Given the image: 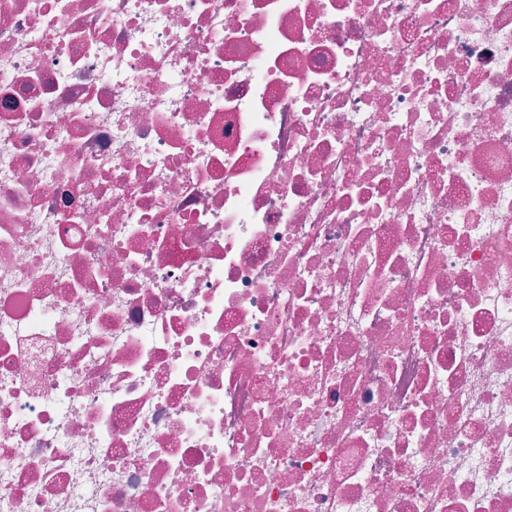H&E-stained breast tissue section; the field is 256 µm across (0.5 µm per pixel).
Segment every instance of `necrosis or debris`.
I'll use <instances>...</instances> for the list:
<instances>
[{"label":"necrosis or debris","instance_id":"1","mask_svg":"<svg viewBox=\"0 0 512 512\" xmlns=\"http://www.w3.org/2000/svg\"><path fill=\"white\" fill-rule=\"evenodd\" d=\"M0 512H512V0H0Z\"/></svg>","mask_w":512,"mask_h":512}]
</instances>
